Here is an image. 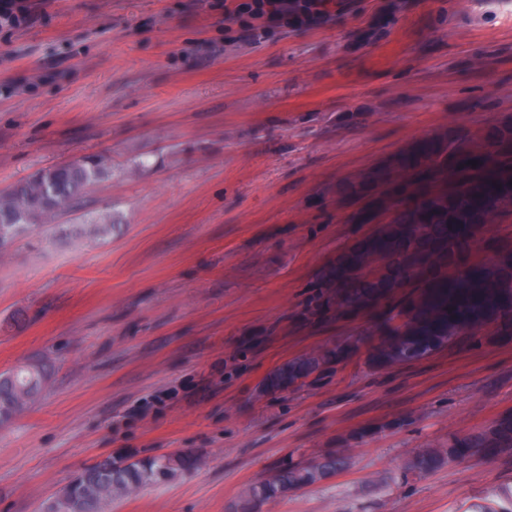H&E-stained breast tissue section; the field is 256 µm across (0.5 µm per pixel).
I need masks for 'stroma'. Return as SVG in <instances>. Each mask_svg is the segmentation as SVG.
Wrapping results in <instances>:
<instances>
[{"instance_id":"obj_1","label":"stroma","mask_w":512,"mask_h":512,"mask_svg":"<svg viewBox=\"0 0 512 512\" xmlns=\"http://www.w3.org/2000/svg\"><path fill=\"white\" fill-rule=\"evenodd\" d=\"M236 4L31 0L0 27V191L99 154L88 195L120 221L0 257V373L45 369L0 425V512H45L100 457L176 452L204 464L104 512H241L244 489L330 451L349 467L257 512H490L512 452L410 461L512 412V341L267 381L373 324L306 314L360 230L337 184L442 127L512 120V0H348L258 37Z\"/></svg>"}]
</instances>
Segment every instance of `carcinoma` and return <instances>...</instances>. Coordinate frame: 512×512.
<instances>
[{
  "label": "carcinoma",
  "mask_w": 512,
  "mask_h": 512,
  "mask_svg": "<svg viewBox=\"0 0 512 512\" xmlns=\"http://www.w3.org/2000/svg\"><path fill=\"white\" fill-rule=\"evenodd\" d=\"M477 165L472 166L470 162ZM390 167L397 180L422 185L457 176L450 189L435 186L420 199L394 202L390 225L361 234L356 247H345L321 271L314 299V315L351 320L369 300L399 295L402 288L418 292L400 295L393 305L375 304L376 336L364 353V363L374 371L423 360L476 335L484 328L490 341L512 337V121H499L477 131L447 129L446 138L432 134L415 140ZM108 172L107 160L90 156L80 164L40 169L0 193V255L25 235H49L60 225L51 218L78 213L85 223L77 234L104 238L112 234V215L92 217L88 189ZM493 206L496 215L490 231L475 238L468 232L475 214ZM381 257L388 269L374 278L363 266V255ZM346 305L334 309L333 295ZM358 354L355 339H345L323 353L304 356L273 372L268 386L283 390L301 378L322 371L332 362ZM42 371L24 367L0 373V423L19 415L12 405L14 392L28 388L38 395ZM481 450L497 455L512 451V412L499 415L488 427L448 438L446 448L418 453L412 468L422 474L463 461ZM196 457L175 453L141 458L127 467L85 469L67 485L50 512H73L78 500L83 512H103L107 504L103 485L111 483L125 492L170 480L195 468ZM348 466L336 453L306 463L287 465L276 476L249 489L246 512L254 503L319 483Z\"/></svg>",
  "instance_id": "obj_1"
}]
</instances>
